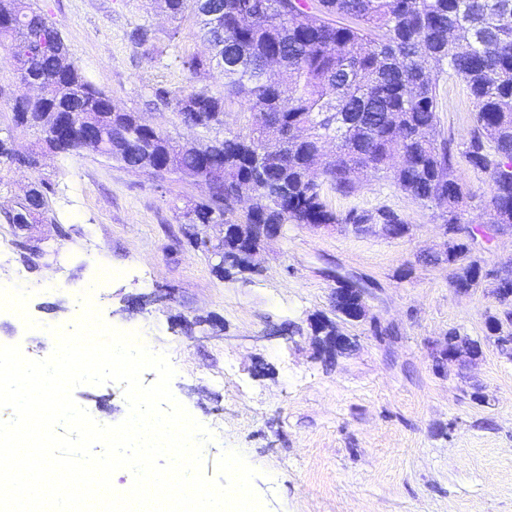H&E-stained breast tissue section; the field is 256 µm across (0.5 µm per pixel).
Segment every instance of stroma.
Masks as SVG:
<instances>
[{"instance_id": "stroma-1", "label": "stroma", "mask_w": 512, "mask_h": 512, "mask_svg": "<svg viewBox=\"0 0 512 512\" xmlns=\"http://www.w3.org/2000/svg\"><path fill=\"white\" fill-rule=\"evenodd\" d=\"M37 3L85 79L118 109L180 140L206 139L153 100L156 88L190 83L175 55L209 52L194 13L172 20L163 0ZM138 25L154 30L153 46L128 42ZM437 95L442 132L466 142L476 108L465 86L444 76ZM460 173L471 193L462 223L491 224L488 176L466 165ZM1 177L0 213L44 179L55 221L21 227L0 216V286L32 289L29 313L43 327L33 333L2 313L0 344L45 358L49 327L72 328L89 289L108 324L167 353L173 394L215 436L206 474L223 449H239L259 471L253 487L266 512H512V360L486 339L498 303L484 287L457 294L447 266L420 263L443 246L435 209L390 178L370 176L354 194L325 199L339 213L391 208L410 227L404 237L291 224L267 244L259 272L223 278L190 244L182 216L206 197L204 184L86 151H48L38 170ZM26 237L42 249L28 262L17 248ZM338 272L365 283L370 317L342 324L352 348L330 362L317 357L311 324L332 316ZM154 291L164 301L138 305ZM453 330L481 340L483 354L437 372L431 347ZM74 398L100 423L128 411L115 383L80 386Z\"/></svg>"}]
</instances>
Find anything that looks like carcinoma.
I'll use <instances>...</instances> for the list:
<instances>
[{"label":"carcinoma","instance_id":"obj_1","mask_svg":"<svg viewBox=\"0 0 512 512\" xmlns=\"http://www.w3.org/2000/svg\"><path fill=\"white\" fill-rule=\"evenodd\" d=\"M173 18L192 11L215 59L183 58L190 85L158 88L155 101L171 106L191 126L206 116V131L224 127L226 105L239 101L245 130L202 142L177 141L137 112H120L89 84L71 60L61 33L33 0H0V47L13 61L16 90L12 127L62 155L89 149L126 167L157 177L186 179L206 167L224 177L208 198L184 214L190 224H408L394 210L329 209L323 186L348 195L354 172L364 168L390 177L412 199L440 209L449 230L460 223L469 191L460 163L486 173L497 204L499 229L512 230V0H166ZM136 47L152 44L154 32L127 33ZM270 56L280 61L279 79L266 75ZM224 74V92L206 84ZM460 81L473 100L475 127L462 147L437 128V84L442 75ZM41 87L30 97L24 89ZM95 131L90 147L53 145L59 115ZM332 142L336 161L320 181L307 180L320 143ZM253 188L250 211L239 213L241 187ZM51 183L34 182L14 208L9 224H48ZM224 272L255 268L256 252L230 239ZM454 259L424 257L426 264L453 265L451 283L471 291L488 277L499 302L512 292V268L485 271L470 259L467 243L451 242Z\"/></svg>","mask_w":512,"mask_h":512}]
</instances>
